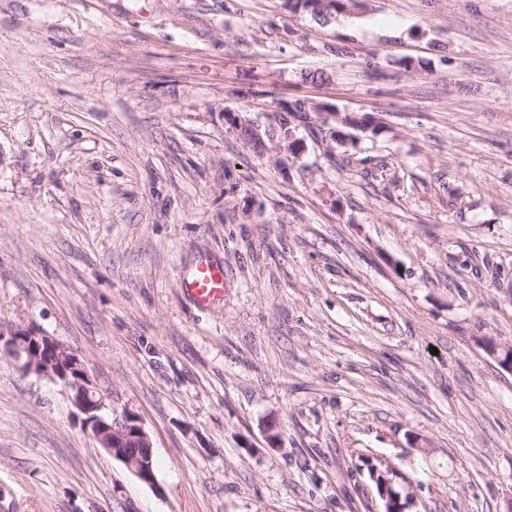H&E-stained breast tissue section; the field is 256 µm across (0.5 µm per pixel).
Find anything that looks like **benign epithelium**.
<instances>
[{
  "instance_id": "7a95c632",
  "label": "benign epithelium",
  "mask_w": 512,
  "mask_h": 512,
  "mask_svg": "<svg viewBox=\"0 0 512 512\" xmlns=\"http://www.w3.org/2000/svg\"><path fill=\"white\" fill-rule=\"evenodd\" d=\"M234 128L247 136L256 151L267 150V144L287 143L299 149L290 125L260 132L250 118L233 117ZM0 348L14 352L22 367L48 381L60 385L74 408L83 416V425L98 447L120 460L143 484L156 487V473L151 459L153 446L140 418L129 410L118 411L107 403L103 391L91 380L79 357L63 343L20 326L0 327Z\"/></svg>"
}]
</instances>
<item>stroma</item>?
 I'll use <instances>...</instances> for the list:
<instances>
[{
  "mask_svg": "<svg viewBox=\"0 0 512 512\" xmlns=\"http://www.w3.org/2000/svg\"><path fill=\"white\" fill-rule=\"evenodd\" d=\"M1 324L139 416L158 486L0 353V512H385L375 469L512 512V0H0ZM233 123L236 131L238 133H245L248 144L258 152L267 150V141L274 145L280 142H285L290 150L299 149V140L294 137V131L290 125L285 122L281 123L278 128L266 130L264 135L260 132L259 126L255 121L250 118L242 117L240 115L233 116ZM224 266L204 260L179 279L183 293L199 307H209L224 297Z\"/></svg>",
  "mask_w": 512,
  "mask_h": 512,
  "instance_id": "1",
  "label": "stroma"
}]
</instances>
